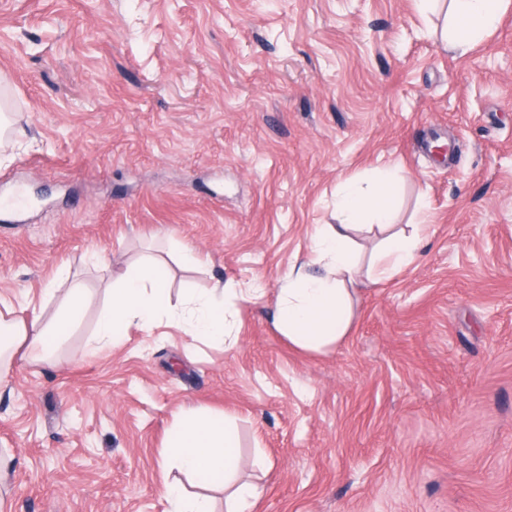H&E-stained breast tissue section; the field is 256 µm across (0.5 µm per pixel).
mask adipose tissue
I'll use <instances>...</instances> for the list:
<instances>
[{"label":"adipose tissue","instance_id":"obj_1","mask_svg":"<svg viewBox=\"0 0 512 512\" xmlns=\"http://www.w3.org/2000/svg\"><path fill=\"white\" fill-rule=\"evenodd\" d=\"M505 0H451L458 27L451 40L454 49L465 52L498 22ZM398 176L392 170L377 171L368 188L355 183L340 184L336 201L337 225L317 231L315 251L307 262L294 266L280 281L275 308L279 331L298 349L320 352L341 344L353 319L349 286L360 269L349 233L360 226L389 227L394 222L393 198ZM421 242L418 228L389 235L383 244V271L408 264ZM44 298H61L52 320H45L40 308L24 306L12 318L0 315V380L11 368L26 360L55 365L53 340L68 333L85 301L82 284L59 271ZM169 320L192 330L195 335L220 343L226 333L224 301L217 292L187 295L182 308L169 301L167 273L156 260L131 266L113 287L102 309L91 347L114 346L126 326L138 324L152 333L160 320ZM167 448L176 467L184 474L206 483L223 476L228 491L227 512H248L257 487L237 483L238 436L232 420L204 413L181 418L171 430Z\"/></svg>","mask_w":512,"mask_h":512}]
</instances>
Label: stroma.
I'll return each mask as SVG.
<instances>
[{
	"instance_id": "stroma-1",
	"label": "stroma",
	"mask_w": 512,
	"mask_h": 512,
	"mask_svg": "<svg viewBox=\"0 0 512 512\" xmlns=\"http://www.w3.org/2000/svg\"><path fill=\"white\" fill-rule=\"evenodd\" d=\"M419 0H0V302L87 290L61 369L0 386L10 512H166L191 410L233 419L253 512H512V2L467 52ZM450 151L435 153L438 145ZM400 169L413 262L355 285L348 338L295 349L277 288L339 184ZM215 282L223 343L163 322L87 343L125 269ZM261 282L257 303L235 289Z\"/></svg>"
}]
</instances>
